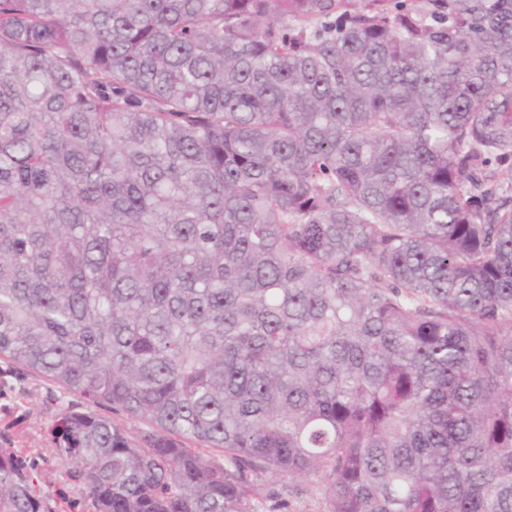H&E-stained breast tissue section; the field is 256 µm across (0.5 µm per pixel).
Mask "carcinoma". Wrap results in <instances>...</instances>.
Masks as SVG:
<instances>
[{"instance_id": "1", "label": "carcinoma", "mask_w": 512, "mask_h": 512, "mask_svg": "<svg viewBox=\"0 0 512 512\" xmlns=\"http://www.w3.org/2000/svg\"><path fill=\"white\" fill-rule=\"evenodd\" d=\"M2 357L96 512H512V0H0ZM265 492L270 497L260 510L279 509L282 512H323L325 490L322 483L269 476Z\"/></svg>"}]
</instances>
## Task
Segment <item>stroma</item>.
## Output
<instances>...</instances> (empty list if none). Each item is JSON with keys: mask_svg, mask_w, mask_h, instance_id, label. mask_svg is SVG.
Wrapping results in <instances>:
<instances>
[{"mask_svg": "<svg viewBox=\"0 0 512 512\" xmlns=\"http://www.w3.org/2000/svg\"><path fill=\"white\" fill-rule=\"evenodd\" d=\"M79 402L62 387L0 359V447L19 451L40 489L52 492L53 512H96L85 486L55 458L48 435L60 412ZM265 491V512H323L322 483L271 476Z\"/></svg>", "mask_w": 512, "mask_h": 512, "instance_id": "1", "label": "stroma"}]
</instances>
